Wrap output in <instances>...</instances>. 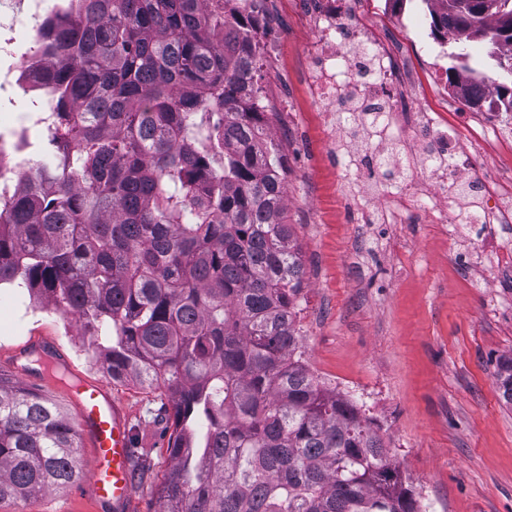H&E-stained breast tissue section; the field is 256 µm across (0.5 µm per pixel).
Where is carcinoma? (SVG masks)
<instances>
[{
	"label": "carcinoma",
	"instance_id": "1",
	"mask_svg": "<svg viewBox=\"0 0 512 512\" xmlns=\"http://www.w3.org/2000/svg\"><path fill=\"white\" fill-rule=\"evenodd\" d=\"M203 0H64L48 12L38 143L0 187V286L27 289L106 352L117 382L170 410L162 512H421L372 419L307 369L306 278L285 221L281 149L241 112L260 41ZM433 27L468 66L478 22ZM512 112V72L496 71ZM496 380L512 404V357ZM74 420L0 374V503L81 479Z\"/></svg>",
	"mask_w": 512,
	"mask_h": 512
}]
</instances>
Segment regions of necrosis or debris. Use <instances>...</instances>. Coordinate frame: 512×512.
Returning <instances> with one entry per match:
<instances>
[{
    "instance_id": "1",
    "label": "necrosis or debris",
    "mask_w": 512,
    "mask_h": 512,
    "mask_svg": "<svg viewBox=\"0 0 512 512\" xmlns=\"http://www.w3.org/2000/svg\"><path fill=\"white\" fill-rule=\"evenodd\" d=\"M347 2L321 0L309 19L311 39L302 69L311 92L341 123L379 136L377 148L348 153L347 183L362 185V199L384 224L409 223L418 212L429 223L451 225L457 238L470 237L473 225H483L481 254L512 267V250L504 248L494 231L495 225L512 224V169L484 176L478 167L484 135L461 138L438 113H416L409 127L401 122L397 102L417 97L419 82L375 27L353 17ZM217 4L258 33L264 52H272V33L262 25L264 0H205L206 8ZM396 144L408 148L400 166L423 170L427 179L405 178L393 190L375 193L378 161Z\"/></svg>"
}]
</instances>
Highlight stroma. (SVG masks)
<instances>
[{
  "label": "stroma",
  "mask_w": 512,
  "mask_h": 512,
  "mask_svg": "<svg viewBox=\"0 0 512 512\" xmlns=\"http://www.w3.org/2000/svg\"><path fill=\"white\" fill-rule=\"evenodd\" d=\"M313 0H281L278 58L261 63V86L279 105L267 113L285 157L287 218L307 270L298 325L311 372L333 387L353 383L363 412L380 427L425 512H512V405L495 372L512 356V272L454 252L448 227L413 217L407 224H367L342 181L344 153L333 146L343 127L327 124L323 105L302 76ZM417 0H351L418 65L423 98L410 111H456L439 100L425 45L398 24ZM48 338L75 375L109 382L130 417L144 474L134 475L132 512H161L155 486L169 464L168 417L160 393L110 381L88 338L51 307L31 304L25 289L0 288V358ZM0 512H101L85 482Z\"/></svg>",
  "instance_id": "stroma-1"
}]
</instances>
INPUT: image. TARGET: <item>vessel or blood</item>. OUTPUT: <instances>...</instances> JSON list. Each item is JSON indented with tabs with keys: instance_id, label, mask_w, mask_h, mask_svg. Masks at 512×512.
<instances>
[{
	"instance_id": "1",
	"label": "vessel or blood",
	"mask_w": 512,
	"mask_h": 512,
	"mask_svg": "<svg viewBox=\"0 0 512 512\" xmlns=\"http://www.w3.org/2000/svg\"><path fill=\"white\" fill-rule=\"evenodd\" d=\"M11 367L30 382L70 375L67 362L53 354L49 345L38 343L16 352ZM69 385L80 432L91 439L96 451L88 464V482L98 504L114 512H131L133 503L129 415L113 400L106 385L71 377Z\"/></svg>"
}]
</instances>
